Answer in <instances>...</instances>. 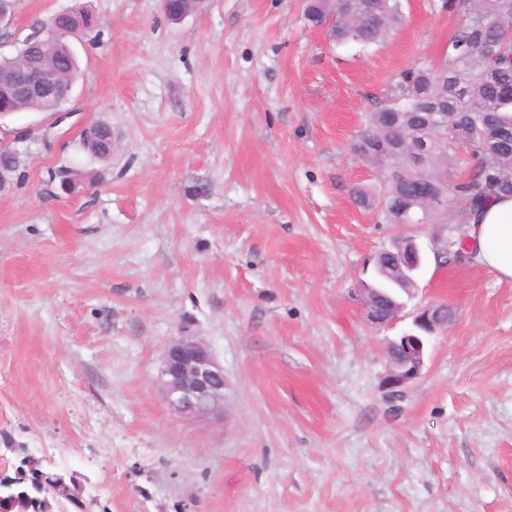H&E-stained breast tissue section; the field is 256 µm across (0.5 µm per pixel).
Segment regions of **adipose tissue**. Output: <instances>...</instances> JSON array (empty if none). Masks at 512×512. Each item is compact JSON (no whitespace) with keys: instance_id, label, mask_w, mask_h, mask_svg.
Returning <instances> with one entry per match:
<instances>
[{"instance_id":"1","label":"adipose tissue","mask_w":512,"mask_h":512,"mask_svg":"<svg viewBox=\"0 0 512 512\" xmlns=\"http://www.w3.org/2000/svg\"><path fill=\"white\" fill-rule=\"evenodd\" d=\"M465 248L474 261L512 281V197L489 201L464 228Z\"/></svg>"}]
</instances>
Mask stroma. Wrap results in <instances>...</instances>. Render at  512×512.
<instances>
[{"label": "stroma", "instance_id": "1", "mask_svg": "<svg viewBox=\"0 0 512 512\" xmlns=\"http://www.w3.org/2000/svg\"><path fill=\"white\" fill-rule=\"evenodd\" d=\"M81 4L99 36L62 114L0 117L25 165L0 191V470L74 478L92 512H512V282L426 265L392 324L359 288L399 236L353 201V151L401 71L444 56L464 13L401 0L380 45H336L305 0H18L10 52ZM98 122L112 159L82 149ZM92 171L75 195L61 171ZM454 316L400 399L388 342L417 309ZM196 336L229 382L224 416L174 414L162 351Z\"/></svg>", "mask_w": 512, "mask_h": 512}]
</instances>
